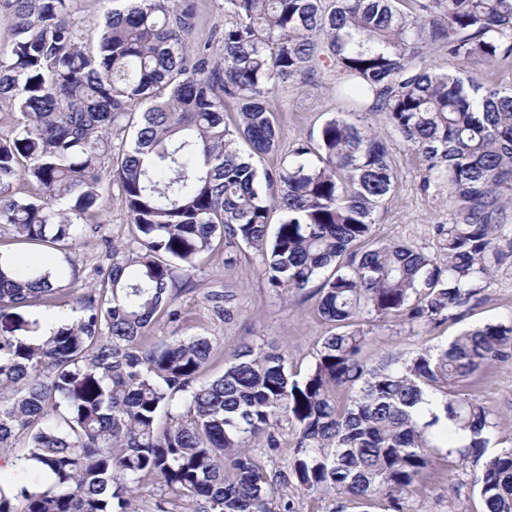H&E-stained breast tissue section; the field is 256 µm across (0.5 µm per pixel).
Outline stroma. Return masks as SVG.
<instances>
[{"label": "stroma", "instance_id": "35a3bbf8", "mask_svg": "<svg viewBox=\"0 0 512 512\" xmlns=\"http://www.w3.org/2000/svg\"><path fill=\"white\" fill-rule=\"evenodd\" d=\"M282 133V150L258 159L261 170H274L288 160L286 148L298 140L318 138L324 122L343 109L336 95L334 79L321 75L307 84L288 85L270 98ZM392 162L397 171L399 192L377 214L373 226L378 240H407L421 250L431 247L433 225L448 221L445 195L424 193L420 189L424 167L421 159L400 141L392 143ZM110 200L101 214L102 228L73 246L68 256L78 269L75 296L86 292L85 285L95 267H108L113 249H123L133 241L134 228L123 210L118 186H111ZM224 296L222 311H215L208 296ZM314 286L285 294L269 288L260 271L258 257L240 248L238 260L228 265L223 252L206 258L191 279L189 291L183 292L177 305L182 317L177 322L156 321L146 332L147 342L174 336H205L213 345V356L204 372L205 378L221 375L233 350L244 341L268 348L278 347L288 354L291 371L306 374L315 360L317 348L330 326L316 312ZM512 320V267L503 266L487 281L483 301L466 313L461 321L439 327L415 328L397 321L377 324L373 341L363 357L374 365L387 352L408 351L443 345L467 329L487 323ZM481 402L494 412L502 437L512 436V361L488 365L474 389ZM469 465L438 469L424 482L422 493L407 498L405 512H483L481 500L472 484ZM282 498H297L302 512H388L387 503L377 499L361 508L352 502L336 505L318 492L302 493L281 489Z\"/></svg>", "mask_w": 512, "mask_h": 512}]
</instances>
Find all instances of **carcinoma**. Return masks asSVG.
I'll return each instance as SVG.
<instances>
[{
  "label": "carcinoma",
  "instance_id": "carcinoma-1",
  "mask_svg": "<svg viewBox=\"0 0 512 512\" xmlns=\"http://www.w3.org/2000/svg\"><path fill=\"white\" fill-rule=\"evenodd\" d=\"M74 2L0 0L13 35L0 52V100L12 103L0 113V239L55 259L99 232L112 179L137 234L75 318L34 343L0 336V450L17 451L0 512H168L173 498L189 512H300L275 505L291 482L404 512L450 458L478 465L483 512H512V436L467 392L485 366L512 360V321L376 366L361 358L365 325L458 321L512 262V85L483 76L512 60V0H414L410 14L402 0H223L234 22L217 56L188 41L194 0H122L94 40ZM434 44L457 74L430 63ZM320 70L344 109L259 189L237 142L272 152L267 100ZM226 97L239 106L232 127ZM373 113L421 157V191L448 199L430 254L373 237L397 191ZM224 244L255 250L282 293L321 279L317 312L338 331L304 376L244 342L202 381L208 338L143 343L158 316H179L175 266L194 271ZM42 269L0 252V322L72 293L76 274ZM284 426L291 451L273 471L257 449L280 447ZM147 479L157 490L140 500Z\"/></svg>",
  "mask_w": 512,
  "mask_h": 512
}]
</instances>
